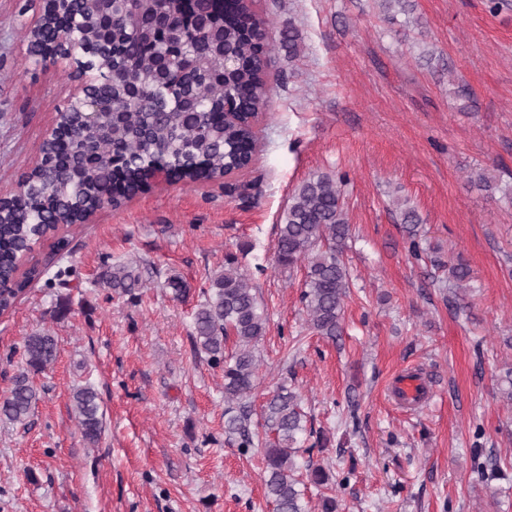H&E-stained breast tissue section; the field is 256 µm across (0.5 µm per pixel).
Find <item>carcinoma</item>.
<instances>
[{
    "instance_id": "cac0c4a2",
    "label": "carcinoma",
    "mask_w": 512,
    "mask_h": 512,
    "mask_svg": "<svg viewBox=\"0 0 512 512\" xmlns=\"http://www.w3.org/2000/svg\"><path fill=\"white\" fill-rule=\"evenodd\" d=\"M176 0H39L42 26L30 33L31 53L43 58L69 51L78 63L99 75L94 97L102 103L95 119L84 112L86 96L74 98L53 124L59 134L43 142L41 157L20 181L17 197L0 198V313L12 309L26 279L20 272L35 247L51 241L64 250L71 230L82 226L105 201L120 209L148 191L140 172L162 162L176 182L202 187L225 186L230 176L251 170L260 152V129L269 111L271 55L278 47L298 53L293 28L272 36L260 15L258 0H198L210 25L174 27L164 34L153 19L171 10ZM64 31L65 42L57 40ZM345 180L313 175L298 186L278 225L275 261L293 270L305 264L302 301L309 328L336 339L342 330L350 273L343 261L350 236L343 206ZM410 252L420 256L419 216L401 210ZM448 268V299L463 310L459 296L470 270L432 260ZM105 288L135 296L143 287L141 272L131 264L107 266ZM205 300L194 312V352L213 365L224 364V433L240 448L260 441L251 429L248 399L258 378L256 350L266 335L267 316L256 287L227 254L224 269L210 277ZM236 349L224 355L229 337ZM25 368L12 379L0 403V418L27 426L39 399L30 374L46 370L56 359L57 340L36 331L23 343ZM73 409L84 440L97 444L104 431L100 396L91 386L73 394ZM299 396L285 387L264 408V427L275 434L265 443L264 491L275 512H306L296 478L295 454L304 431Z\"/></svg>"
}]
</instances>
